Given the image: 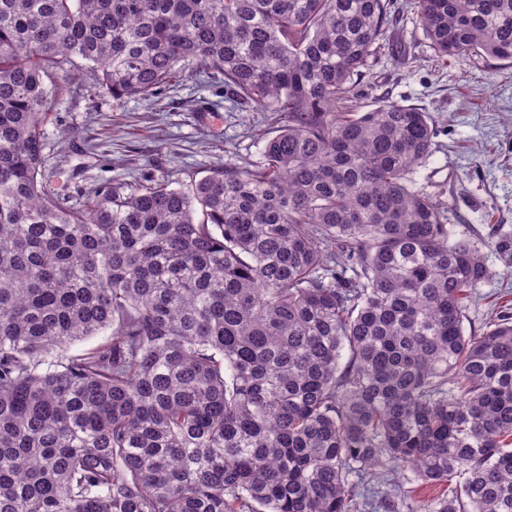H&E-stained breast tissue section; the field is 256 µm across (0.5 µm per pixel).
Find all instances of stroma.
I'll return each instance as SVG.
<instances>
[{"instance_id":"obj_1","label":"stroma","mask_w":512,"mask_h":512,"mask_svg":"<svg viewBox=\"0 0 512 512\" xmlns=\"http://www.w3.org/2000/svg\"><path fill=\"white\" fill-rule=\"evenodd\" d=\"M387 96L427 112L436 130L416 190L449 202L444 222L454 237L476 232L488 241L482 254L491 276L464 322L483 332L498 306L512 302V63L434 61L412 0H396L352 104L365 111ZM267 127L266 113L236 104L222 83L194 70L152 100H116L80 62L53 98L44 163L68 180L76 199L150 177L186 188L216 167L263 164Z\"/></svg>"}]
</instances>
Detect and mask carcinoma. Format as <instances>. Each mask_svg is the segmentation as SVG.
Returning <instances> with one entry per match:
<instances>
[{
    "instance_id": "cac0c4a2",
    "label": "carcinoma",
    "mask_w": 512,
    "mask_h": 512,
    "mask_svg": "<svg viewBox=\"0 0 512 512\" xmlns=\"http://www.w3.org/2000/svg\"><path fill=\"white\" fill-rule=\"evenodd\" d=\"M392 7L0 0V512H512L483 242L412 189L428 113L347 106ZM414 9L436 60L512 61V0ZM77 59L116 100L213 75L271 113L264 163L72 202L44 125Z\"/></svg>"
}]
</instances>
